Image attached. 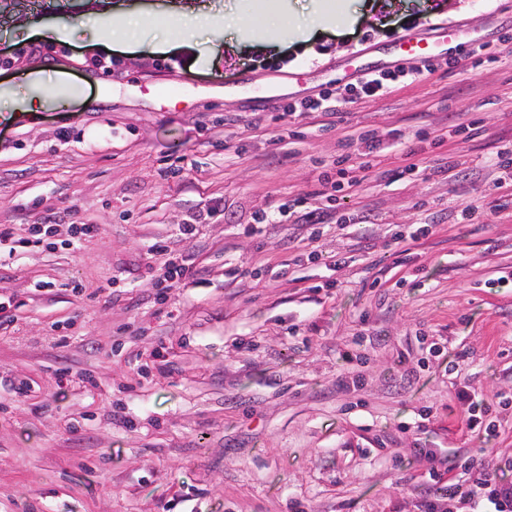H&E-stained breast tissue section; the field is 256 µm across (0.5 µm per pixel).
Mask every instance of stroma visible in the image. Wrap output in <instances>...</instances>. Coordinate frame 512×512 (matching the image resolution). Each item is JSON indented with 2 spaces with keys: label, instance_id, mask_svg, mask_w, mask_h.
Wrapping results in <instances>:
<instances>
[{
  "label": "stroma",
  "instance_id": "obj_1",
  "mask_svg": "<svg viewBox=\"0 0 512 512\" xmlns=\"http://www.w3.org/2000/svg\"><path fill=\"white\" fill-rule=\"evenodd\" d=\"M120 2L154 40L111 46L101 0H28L0 26V89L40 68L81 91L0 118V224L22 241L0 259V512H417L415 449L512 456V408L485 440L457 400L512 394V179L485 165L512 146V0H352L275 49L201 28L164 51L162 6L241 25L257 0ZM444 29L459 48L399 55ZM348 65L386 92L354 96ZM336 92L343 119L306 110ZM341 159L346 187L317 193ZM297 197L333 222L261 224ZM76 224L99 232L75 253ZM157 240L201 285H157Z\"/></svg>",
  "mask_w": 512,
  "mask_h": 512
}]
</instances>
